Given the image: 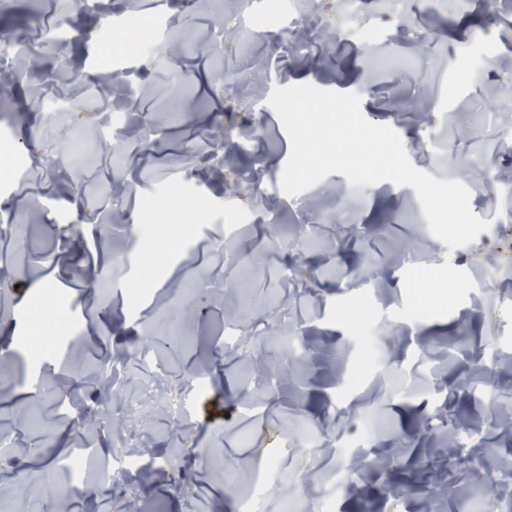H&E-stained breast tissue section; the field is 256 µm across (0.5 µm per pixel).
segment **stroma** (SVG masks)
Segmentation results:
<instances>
[{
    "label": "stroma",
    "instance_id": "stroma-1",
    "mask_svg": "<svg viewBox=\"0 0 512 512\" xmlns=\"http://www.w3.org/2000/svg\"><path fill=\"white\" fill-rule=\"evenodd\" d=\"M260 20L252 41L237 16ZM58 23L73 38L51 53L37 32ZM220 30L215 51L195 34ZM125 36L124 52L103 41ZM25 37L35 68L0 64V202H13L28 260L0 238L12 287L0 302V429L17 454L0 456L9 512H116L119 490L45 492L57 446L121 442L154 457L140 473L139 512H285L288 501L330 500L336 512H497L480 475L451 481L449 440L512 459V302L489 273L494 253L448 250L428 229L416 192L384 181L350 185L333 173L306 194L280 187L291 150L268 98L310 84L356 92L363 115L391 126L412 164L458 180L494 243L512 225V157L500 118L512 98V0H0V41ZM469 70L458 81L449 62ZM81 112L47 124V114ZM233 152L230 168L198 160L194 135ZM247 239L226 238L229 225ZM191 242L176 252L171 226ZM451 262L476 283L452 314L396 320L398 286L413 265ZM363 308L366 318L347 314ZM78 326L64 335L66 320ZM180 348L166 345L170 324ZM145 347L154 358L134 355ZM111 370L125 410L109 432L90 427L112 398L96 379ZM204 371L203 390L184 386ZM188 397L189 421L149 414V400ZM39 419L16 426L19 406ZM315 428L321 444L309 446ZM294 442L279 472L251 485L257 457ZM198 448L182 450L183 438ZM330 466L348 477L311 482ZM187 485H179V473Z\"/></svg>",
    "mask_w": 512,
    "mask_h": 512
}]
</instances>
